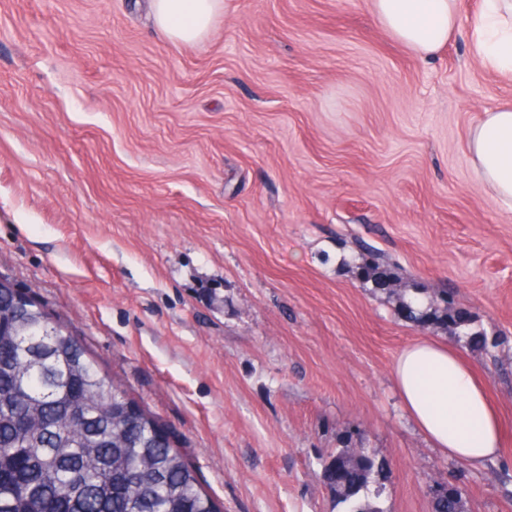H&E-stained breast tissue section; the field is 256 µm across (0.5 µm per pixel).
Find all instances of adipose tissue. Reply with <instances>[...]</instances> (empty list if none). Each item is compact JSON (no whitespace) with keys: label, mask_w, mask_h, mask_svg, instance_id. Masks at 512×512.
I'll use <instances>...</instances> for the list:
<instances>
[{"label":"adipose tissue","mask_w":512,"mask_h":512,"mask_svg":"<svg viewBox=\"0 0 512 512\" xmlns=\"http://www.w3.org/2000/svg\"><path fill=\"white\" fill-rule=\"evenodd\" d=\"M380 26L415 55H436L460 29L458 0H371ZM222 0H153L159 31L175 42L206 36ZM476 57L498 72H512V0H482L470 31ZM476 179L496 205L512 212V106L483 112L469 133ZM405 410L445 454L480 466L496 458L503 433L484 384L445 342L408 344L392 369Z\"/></svg>","instance_id":"obj_1"}]
</instances>
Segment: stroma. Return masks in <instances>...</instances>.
Returning <instances> with one entry per match:
<instances>
[{"mask_svg":"<svg viewBox=\"0 0 512 512\" xmlns=\"http://www.w3.org/2000/svg\"><path fill=\"white\" fill-rule=\"evenodd\" d=\"M482 0L429 59L369 0H224L202 40L147 0H0V276L66 323L156 413L224 512H344L320 455L383 470L378 512H512V212L469 161L512 105L471 50ZM407 293L454 291L494 355L399 316L357 241ZM457 344L506 432L481 467L442 454L391 381L410 342ZM433 512H463L461 490L439 485L433 502Z\"/></svg>","mask_w":512,"mask_h":512,"instance_id":"stroma-1","label":"stroma"}]
</instances>
